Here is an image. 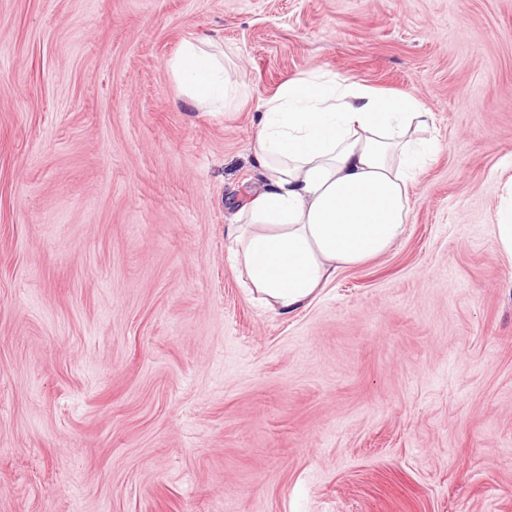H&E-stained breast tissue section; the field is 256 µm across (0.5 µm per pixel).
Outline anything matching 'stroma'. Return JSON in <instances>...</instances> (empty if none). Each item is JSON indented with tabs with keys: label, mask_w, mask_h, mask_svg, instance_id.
<instances>
[{
	"label": "stroma",
	"mask_w": 512,
	"mask_h": 512,
	"mask_svg": "<svg viewBox=\"0 0 512 512\" xmlns=\"http://www.w3.org/2000/svg\"><path fill=\"white\" fill-rule=\"evenodd\" d=\"M209 38L239 105L167 67ZM433 114L400 240L304 309L227 259L257 110ZM512 0H0V512H512ZM497 230L500 251L512 259V197L510 202L500 210Z\"/></svg>",
	"instance_id": "35a3bbf8"
}]
</instances>
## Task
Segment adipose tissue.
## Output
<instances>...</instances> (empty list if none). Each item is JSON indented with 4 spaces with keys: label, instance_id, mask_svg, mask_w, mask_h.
I'll return each mask as SVG.
<instances>
[{
    "label": "adipose tissue",
    "instance_id": "obj_1",
    "mask_svg": "<svg viewBox=\"0 0 512 512\" xmlns=\"http://www.w3.org/2000/svg\"><path fill=\"white\" fill-rule=\"evenodd\" d=\"M168 68L195 105H236L239 85L209 41L184 40ZM260 109L263 188L228 224V255L247 287L290 314L338 268L385 254L403 235L410 186L436 149L421 137L433 116L412 96L328 71L285 83Z\"/></svg>",
    "mask_w": 512,
    "mask_h": 512
}]
</instances>
